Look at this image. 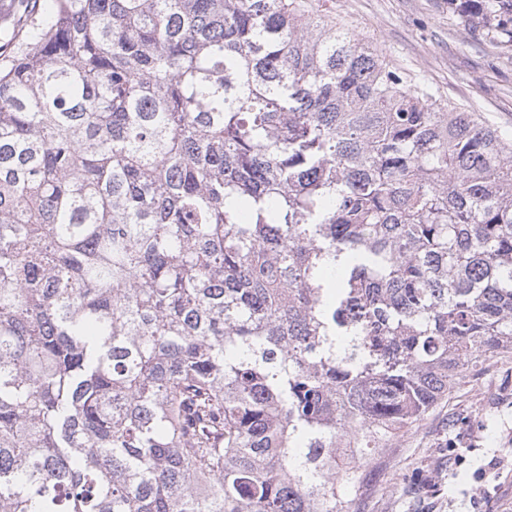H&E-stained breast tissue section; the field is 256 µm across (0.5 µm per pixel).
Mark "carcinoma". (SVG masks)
Returning <instances> with one entry per match:
<instances>
[{
    "label": "carcinoma",
    "instance_id": "cac0c4a2",
    "mask_svg": "<svg viewBox=\"0 0 512 512\" xmlns=\"http://www.w3.org/2000/svg\"><path fill=\"white\" fill-rule=\"evenodd\" d=\"M53 2L0 65V512H351L342 449L512 354V136L310 0Z\"/></svg>",
    "mask_w": 512,
    "mask_h": 512
}]
</instances>
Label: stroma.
I'll list each match as a JSON object with an SVG mask.
<instances>
[{
    "instance_id": "1",
    "label": "stroma",
    "mask_w": 512,
    "mask_h": 512,
    "mask_svg": "<svg viewBox=\"0 0 512 512\" xmlns=\"http://www.w3.org/2000/svg\"><path fill=\"white\" fill-rule=\"evenodd\" d=\"M441 101L512 133V38L449 11L448 0H319ZM354 512H512V356L464 375L366 468Z\"/></svg>"
}]
</instances>
